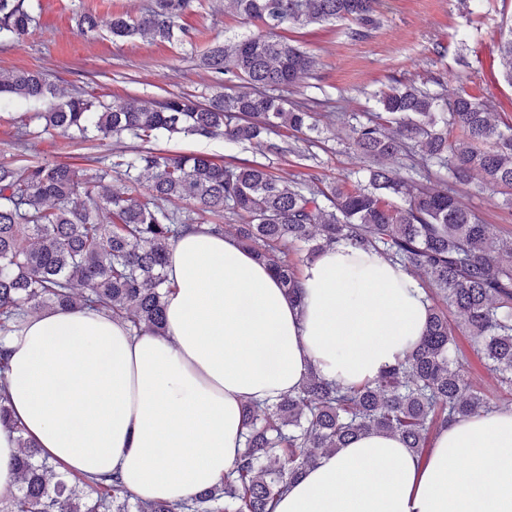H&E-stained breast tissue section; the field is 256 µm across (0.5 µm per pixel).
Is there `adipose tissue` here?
Listing matches in <instances>:
<instances>
[{
    "instance_id": "1",
    "label": "adipose tissue",
    "mask_w": 512,
    "mask_h": 512,
    "mask_svg": "<svg viewBox=\"0 0 512 512\" xmlns=\"http://www.w3.org/2000/svg\"><path fill=\"white\" fill-rule=\"evenodd\" d=\"M167 278L163 333L74 309L29 315L0 338L25 436L66 471L119 473L142 501L216 485L245 450L247 402H275L312 371L374 380L427 317L414 278L344 242L303 267L297 301L233 238L202 231L174 243ZM275 512H512V409L451 424L423 457L366 432L307 468Z\"/></svg>"
}]
</instances>
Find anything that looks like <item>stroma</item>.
<instances>
[{
  "label": "stroma",
  "instance_id": "obj_1",
  "mask_svg": "<svg viewBox=\"0 0 512 512\" xmlns=\"http://www.w3.org/2000/svg\"><path fill=\"white\" fill-rule=\"evenodd\" d=\"M36 18L21 38L0 40V69L42 68L61 89L71 92L95 86L104 102L133 95L149 101L174 93L210 95L217 88L200 59L214 42H231L252 33L251 24L235 18L228 0H202L200 9L185 17L192 39L182 43L152 42L137 37L113 40L107 24L113 11L138 13L148 0H26ZM94 13L101 26L95 36L77 32L84 13ZM512 28V0H382L379 25L366 38L354 39L342 22L286 30L295 44L312 53L318 65L289 89V100L329 101L334 113L317 143L295 141V153L267 155L266 164L300 180L313 177L332 182L360 167L350 144L352 125L375 111L373 92L390 80L454 93L463 89L487 101L502 123L512 122V86L503 81L497 65V45ZM469 65L461 67L459 56ZM34 104L0 99V162L51 160L80 164L105 160L114 147L132 151L141 141L70 140L43 136L26 149L13 144L21 117L35 112ZM172 155L206 153L228 161L255 160L221 138L176 137L160 140ZM452 191L486 224L495 237H512V213L499 205L500 195L478 180L452 183Z\"/></svg>",
  "mask_w": 512,
  "mask_h": 512
}]
</instances>
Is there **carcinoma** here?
I'll return each instance as SVG.
<instances>
[{
    "label": "carcinoma",
    "instance_id": "carcinoma-1",
    "mask_svg": "<svg viewBox=\"0 0 512 512\" xmlns=\"http://www.w3.org/2000/svg\"><path fill=\"white\" fill-rule=\"evenodd\" d=\"M198 0H151L137 15L115 11L114 38L139 35L183 42V17ZM256 31L217 43L203 64L230 90L205 100L182 93L143 105L137 97L106 103L82 90L59 92L39 69L0 71V96L47 102L19 123L23 138L82 141L129 135L146 144L107 166L0 162V335L46 309L104 312L137 334L162 331L165 268L184 232L207 226L231 233L267 263L291 298L298 264L342 241L373 251L421 279L428 318L423 336L375 380L342 387L309 373L294 392L248 403L243 457L218 485L175 502H143L119 476L59 474L0 405V424L17 434L20 485L0 512H273L274 503L321 456L375 430L399 436L424 454L448 424L501 407L512 397V238L489 226L448 190L442 173L463 183L481 177L512 208V126L465 91L452 97L392 83L376 94L379 111L351 128L364 178L324 188L288 178L257 161L226 162L205 153L173 156L152 147L164 136L222 138L261 154L281 152L271 136L315 129L310 106L279 95L310 75L315 56L282 35L287 28L349 22L363 39L378 25L380 0H230ZM35 17L26 0H0V34L20 37ZM500 73L512 86V27L498 46ZM459 131L450 138L448 131ZM418 178L394 168L399 158ZM123 188L110 186L112 177ZM179 199L187 206L165 203ZM230 223L225 224L223 220ZM495 373L499 394L461 374L455 336Z\"/></svg>",
    "mask_w": 512,
    "mask_h": 512
}]
</instances>
